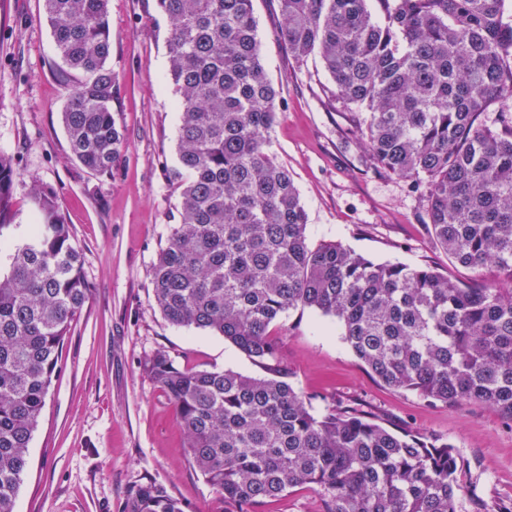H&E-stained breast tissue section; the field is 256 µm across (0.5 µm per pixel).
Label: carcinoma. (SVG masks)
Instances as JSON below:
<instances>
[{"mask_svg":"<svg viewBox=\"0 0 512 512\" xmlns=\"http://www.w3.org/2000/svg\"><path fill=\"white\" fill-rule=\"evenodd\" d=\"M253 0H156L169 21L178 94L179 223L151 269L173 325L210 330L267 370H195L163 349L143 370L173 401L188 462L230 512H257L295 488L325 512H463L455 447L334 406L312 412L277 365L271 328L298 308L336 319L343 342L382 385L452 409L481 404L512 421V97L506 0H279L280 34L299 59L316 54L333 96L355 107L373 165L426 186L425 224L448 262L490 282L377 263L338 243L311 245L307 214L268 151L279 90L259 52ZM109 0H43L67 89L71 157L112 172L126 143L112 112L118 84ZM12 156L0 154V512H15L62 351L90 290L53 194L35 182V224L14 223ZM473 512H512L511 499ZM125 512H185L152 480Z\"/></svg>","mask_w":512,"mask_h":512,"instance_id":"1","label":"carcinoma"}]
</instances>
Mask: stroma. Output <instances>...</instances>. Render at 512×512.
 Instances as JSON below:
<instances>
[{
    "label": "stroma",
    "mask_w": 512,
    "mask_h": 512,
    "mask_svg": "<svg viewBox=\"0 0 512 512\" xmlns=\"http://www.w3.org/2000/svg\"><path fill=\"white\" fill-rule=\"evenodd\" d=\"M261 56L281 91L270 150L289 172L307 213L312 245L336 241L378 262L430 267L469 283L430 239L422 192L375 168L361 130L331 99L318 57L300 61L278 35L277 0H253ZM119 85L112 110L127 142L111 174L70 157L62 124L67 92L42 0H0V153L15 156V221L37 216L30 186L52 192L81 253L90 298L74 321L39 426L16 512H123L130 486L149 478L185 512L224 505L188 462L169 396L146 376L144 358L166 350L181 366L264 376L263 368L212 332L172 325L158 308L151 268L179 221V114L169 77L168 21L155 0H110ZM289 382L314 410L342 403L387 426L453 443L463 459V502L512 498V422L482 405L455 409L382 386L342 341L333 318L306 309L272 327Z\"/></svg>",
    "instance_id": "obj_1"
}]
</instances>
